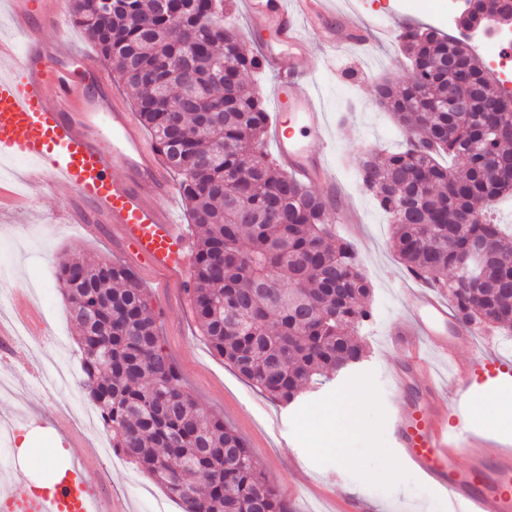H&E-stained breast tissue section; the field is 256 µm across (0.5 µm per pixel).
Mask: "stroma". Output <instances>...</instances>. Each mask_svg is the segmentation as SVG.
<instances>
[{
    "mask_svg": "<svg viewBox=\"0 0 512 512\" xmlns=\"http://www.w3.org/2000/svg\"><path fill=\"white\" fill-rule=\"evenodd\" d=\"M448 0H415L410 14L392 13L379 0H368L362 15L379 28L390 25L436 26L437 15L447 10ZM309 52L301 66L313 71L332 130L329 166L349 203L359 210V233L337 227L338 236L349 237L372 285V317L361 334L367 356L354 377L340 376L307 393L294 405H284L242 379L216 356L202 339L190 297L185 289L166 288L144 271L136 276L146 288L158 315L162 347L175 363L187 393L208 412L223 418L252 448L274 484L287 512H344L354 495L370 501L376 512H448L441 491L407 466L390 436L396 405L424 403L427 394L420 378L406 377L401 389L386 380L405 359L402 350L389 346V332L404 312L398 283L407 271L394 254L392 227L386 213L363 191L355 171L356 159L368 149L396 152L405 135L390 112L376 102L380 82L404 84L410 65L397 36L374 41L367 48L336 52V68L328 70L330 55L308 32ZM72 191L61 188L51 194L29 197L23 213L0 212V286L17 294L33 332L42 336L46 354L61 357L74 380L70 388L44 392L29 374L31 360L17 353L13 359V383L0 393V416L15 419L12 445L16 463L0 470V478L25 477L31 484L44 483L46 457L69 462L66 440L56 424L69 423L62 411L71 395L81 393V352L70 323L57 280L59 258L91 254L119 263L127 258L114 245L110 232L85 236L67 221ZM356 390L369 396L364 428L349 432L346 415L337 413L340 392ZM78 440H91L96 455L82 464L93 471H107L104 493L124 503L128 512H179L152 479L113 449L104 430H76ZM29 448H22V441Z\"/></svg>",
    "mask_w": 512,
    "mask_h": 512,
    "instance_id": "1",
    "label": "stroma"
}]
</instances>
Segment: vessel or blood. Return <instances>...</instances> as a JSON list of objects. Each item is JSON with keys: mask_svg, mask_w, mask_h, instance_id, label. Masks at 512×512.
<instances>
[{"mask_svg": "<svg viewBox=\"0 0 512 512\" xmlns=\"http://www.w3.org/2000/svg\"><path fill=\"white\" fill-rule=\"evenodd\" d=\"M249 14L269 33L265 60L279 106L288 108L292 133L275 129L279 162L335 196L327 163L331 130L311 75L300 62L305 30L332 49L354 48L371 34L357 14L336 0H246ZM0 13L24 42L0 37V157L19 156L47 192L70 188L77 206L72 223L95 236L110 229L125 252L170 283H184L191 247L170 200L176 188L147 146L135 113L113 96L101 64L75 49L63 0H0ZM407 314L391 342L414 363L422 351L445 359L447 378H427L428 403L400 406L391 435L403 458L439 486L448 512H512V440L496 445L477 434L470 419L449 426V409H464L479 379H512V359L484 347L461 358L473 335L454 308L433 290L408 286ZM76 464L45 486L14 481L0 492V512H111L100 478L78 466L91 446L69 440Z\"/></svg>", "mask_w": 512, "mask_h": 512, "instance_id": "vessel-or-blood-1", "label": "vessel or blood"}]
</instances>
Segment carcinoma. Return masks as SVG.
Instances as JSON below:
<instances>
[{
  "label": "carcinoma",
  "mask_w": 512,
  "mask_h": 512,
  "mask_svg": "<svg viewBox=\"0 0 512 512\" xmlns=\"http://www.w3.org/2000/svg\"><path fill=\"white\" fill-rule=\"evenodd\" d=\"M226 0H71L74 24L134 93V111L179 179L193 247L190 294L201 336L272 399L292 404L366 357L360 327L371 283L328 207L262 150V71L224 24ZM404 85L376 93L419 144L357 160L362 187L393 217L406 270L448 293L461 321L512 334V248L475 209L512 196V94L493 86L472 45L405 26ZM468 68L463 82L448 57ZM494 108L475 120L448 94ZM445 154L451 166L439 162ZM482 239L488 248L469 252ZM58 281L81 351L83 388L112 448L150 475L180 512H286L252 449L183 388L160 345L146 291L121 263L63 258Z\"/></svg>",
  "instance_id": "cac0c4a2"
}]
</instances>
